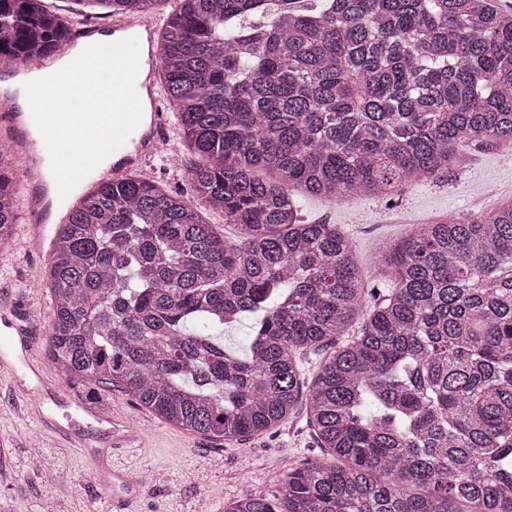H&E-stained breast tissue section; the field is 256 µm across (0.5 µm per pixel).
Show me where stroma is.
<instances>
[{
	"label": "stroma",
	"instance_id": "35a3bbf8",
	"mask_svg": "<svg viewBox=\"0 0 512 512\" xmlns=\"http://www.w3.org/2000/svg\"><path fill=\"white\" fill-rule=\"evenodd\" d=\"M161 148L142 170L169 192L189 194L183 173L198 157L185 147L177 118L158 99ZM459 167L438 179L416 178L386 200L351 194L336 201L297 194L302 217L336 225L353 242L367 288L393 286L385 261L389 246L443 218L485 214L512 204V150L458 147ZM11 244L0 251V309L26 326L40 377L31 379L19 353L15 375L0 374V512H46L68 482L62 512H224L244 495L271 494L279 476L322 456L304 408L279 429L232 443L200 435L157 418L121 388L106 394L107 421L88 415L85 390L70 386L67 402L46 401V414L74 437L39 423L30 413L27 389L52 388L62 379L47 355L53 300L46 288L51 254L31 240L32 215L21 203ZM112 448V463L132 482L113 484L97 452Z\"/></svg>",
	"mask_w": 512,
	"mask_h": 512
}]
</instances>
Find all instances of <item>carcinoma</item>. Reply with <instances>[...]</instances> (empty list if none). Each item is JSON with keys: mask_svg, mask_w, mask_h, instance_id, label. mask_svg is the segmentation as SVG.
<instances>
[{"mask_svg": "<svg viewBox=\"0 0 512 512\" xmlns=\"http://www.w3.org/2000/svg\"><path fill=\"white\" fill-rule=\"evenodd\" d=\"M149 16L161 0H83ZM45 0H0V62L55 55ZM199 161L196 201L144 177L82 195L54 234L49 356L98 409L116 384L244 441L298 402L325 457L226 512H512V204L392 245L372 309L355 247L292 189L390 198L512 146V12L492 0H180L157 41ZM18 184L0 147V246ZM237 229L224 239L197 202ZM361 329L351 330L356 322ZM247 324L244 346L224 331ZM332 346L304 383L299 350Z\"/></svg>", "mask_w": 512, "mask_h": 512, "instance_id": "cac0c4a2", "label": "carcinoma"}]
</instances>
